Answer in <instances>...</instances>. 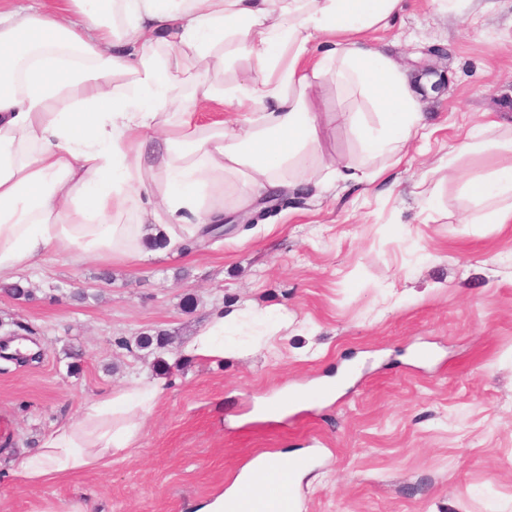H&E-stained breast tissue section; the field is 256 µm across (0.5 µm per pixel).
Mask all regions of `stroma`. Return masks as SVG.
<instances>
[{
    "mask_svg": "<svg viewBox=\"0 0 512 512\" xmlns=\"http://www.w3.org/2000/svg\"><path fill=\"white\" fill-rule=\"evenodd\" d=\"M380 43L408 57L444 48L433 132L369 190L289 195L265 219L204 247L133 264L72 263L0 276V512L84 501L90 512H189L257 453H314L301 512H512V223H473L465 183L512 153L456 158L468 133L512 137V0H404ZM22 281L28 299L5 293ZM287 319L243 328V357L179 356L210 313ZM172 345L139 348L142 335ZM358 359L331 402L251 421ZM163 384L141 437L105 467L36 488L11 465L57 421L104 390Z\"/></svg>",
    "mask_w": 512,
    "mask_h": 512,
    "instance_id": "obj_1",
    "label": "stroma"
}]
</instances>
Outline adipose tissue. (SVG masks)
<instances>
[{
    "instance_id": "adipose-tissue-1",
    "label": "adipose tissue",
    "mask_w": 512,
    "mask_h": 512,
    "mask_svg": "<svg viewBox=\"0 0 512 512\" xmlns=\"http://www.w3.org/2000/svg\"><path fill=\"white\" fill-rule=\"evenodd\" d=\"M55 3L0 10V274L51 254L140 260L148 223L177 253L265 195L373 183L382 172L370 160L401 161L426 132L417 74L372 39L403 0ZM332 88L350 107L325 111ZM204 103L246 112L204 125ZM335 120L360 157L324 151ZM463 192L486 223L512 222V206L498 204L512 197V167ZM239 320L213 312L182 356L247 354L231 341ZM161 391L143 381L86 400L14 464L16 482L37 487L123 457Z\"/></svg>"
}]
</instances>
